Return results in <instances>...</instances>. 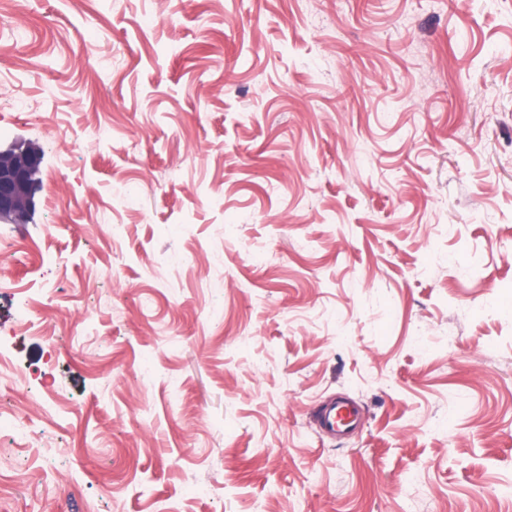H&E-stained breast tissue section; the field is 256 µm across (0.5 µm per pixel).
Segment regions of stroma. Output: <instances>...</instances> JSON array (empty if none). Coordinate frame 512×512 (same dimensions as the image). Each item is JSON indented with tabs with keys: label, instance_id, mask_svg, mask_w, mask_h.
I'll return each instance as SVG.
<instances>
[{
	"label": "stroma",
	"instance_id": "35a3bbf8",
	"mask_svg": "<svg viewBox=\"0 0 512 512\" xmlns=\"http://www.w3.org/2000/svg\"><path fill=\"white\" fill-rule=\"evenodd\" d=\"M0 76V512H512V0L8 2ZM40 162L20 150L0 152V221L5 224L25 223L30 218L25 195L30 169ZM360 411L361 407L354 401L333 400L316 409L313 421L323 436L348 437L361 426Z\"/></svg>",
	"mask_w": 512,
	"mask_h": 512
}]
</instances>
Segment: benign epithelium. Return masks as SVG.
I'll use <instances>...</instances> for the list:
<instances>
[{"mask_svg": "<svg viewBox=\"0 0 512 512\" xmlns=\"http://www.w3.org/2000/svg\"><path fill=\"white\" fill-rule=\"evenodd\" d=\"M40 162L20 150L0 152V221L20 224L28 221L26 190L30 169Z\"/></svg>", "mask_w": 512, "mask_h": 512, "instance_id": "benign-epithelium-1", "label": "benign epithelium"}]
</instances>
